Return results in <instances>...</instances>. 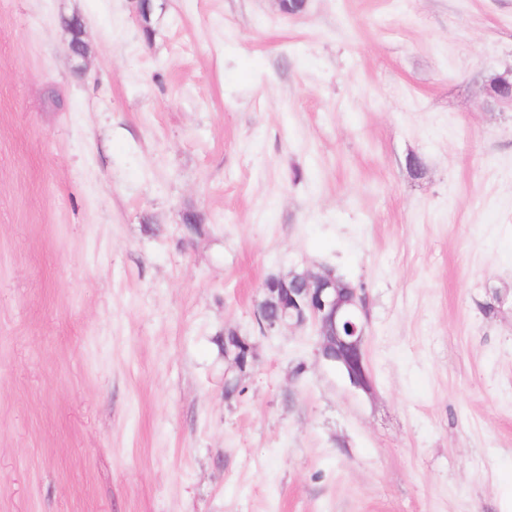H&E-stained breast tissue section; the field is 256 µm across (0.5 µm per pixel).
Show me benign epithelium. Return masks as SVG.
I'll return each mask as SVG.
<instances>
[{"label": "benign epithelium", "mask_w": 512, "mask_h": 512, "mask_svg": "<svg viewBox=\"0 0 512 512\" xmlns=\"http://www.w3.org/2000/svg\"><path fill=\"white\" fill-rule=\"evenodd\" d=\"M489 95L512 106V78L494 77L489 82ZM290 285L282 288L275 282L265 290L263 299L270 314L263 326L266 333L297 329L311 322L318 331L317 355L334 368L344 367V377L351 386L369 391L372 387L364 355L369 325L365 296L336 280L319 273L291 274ZM254 356L253 346L234 343L224 349V359L234 377L247 372V359Z\"/></svg>", "instance_id": "obj_1"}]
</instances>
